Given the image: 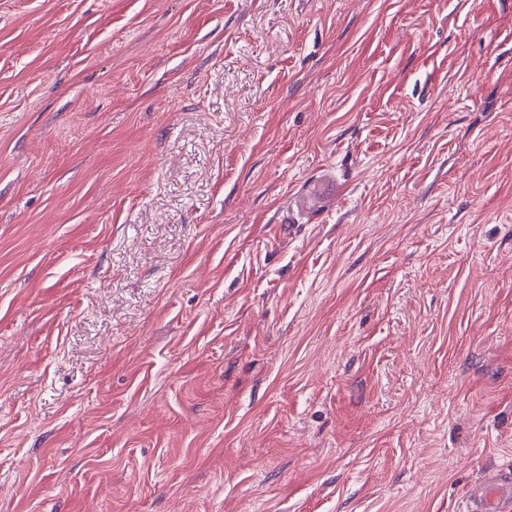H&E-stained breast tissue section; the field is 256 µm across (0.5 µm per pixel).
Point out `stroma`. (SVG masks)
Instances as JSON below:
<instances>
[{
  "label": "stroma",
  "mask_w": 512,
  "mask_h": 512,
  "mask_svg": "<svg viewBox=\"0 0 512 512\" xmlns=\"http://www.w3.org/2000/svg\"><path fill=\"white\" fill-rule=\"evenodd\" d=\"M512 467V0H0V512H456Z\"/></svg>",
  "instance_id": "1"
}]
</instances>
